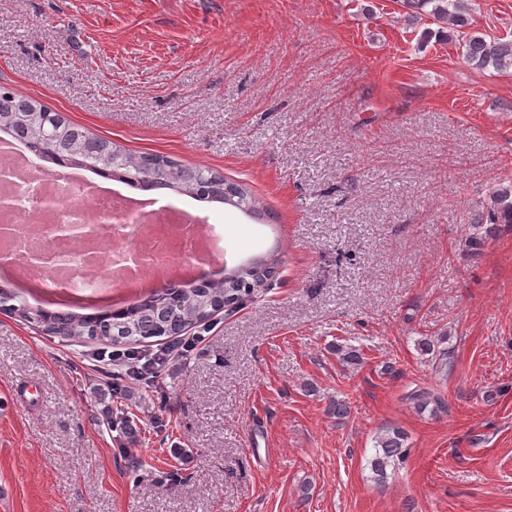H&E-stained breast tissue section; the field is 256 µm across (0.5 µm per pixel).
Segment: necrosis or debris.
Segmentation results:
<instances>
[{"instance_id":"4bbe7bcc","label":"necrosis or debris","mask_w":512,"mask_h":512,"mask_svg":"<svg viewBox=\"0 0 512 512\" xmlns=\"http://www.w3.org/2000/svg\"><path fill=\"white\" fill-rule=\"evenodd\" d=\"M9 168L12 180L0 182V197L8 196L10 208H0V225H21V233L33 248L52 255L48 268H29L26 280L46 281L55 289H73L76 281L91 280L105 284L113 279L112 262L103 261L104 252L114 251L113 243L92 248L88 245L67 242L58 238L55 227L84 221L87 224H116L123 205L121 191L104 186L88 191L82 182L74 187L80 196L92 199L91 206L64 204L61 200L58 172L46 169L23 150L0 154V168ZM167 215L181 225L180 234H173L169 227L147 220L146 210H139L135 242L152 257L149 268L151 277L165 278L195 268L193 238L198 233L201 220L191 211L170 207Z\"/></svg>"}]
</instances>
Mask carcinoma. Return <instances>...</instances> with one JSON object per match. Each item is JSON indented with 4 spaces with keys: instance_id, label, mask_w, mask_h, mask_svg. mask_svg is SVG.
I'll return each mask as SVG.
<instances>
[{
    "instance_id": "1",
    "label": "carcinoma",
    "mask_w": 512,
    "mask_h": 512,
    "mask_svg": "<svg viewBox=\"0 0 512 512\" xmlns=\"http://www.w3.org/2000/svg\"><path fill=\"white\" fill-rule=\"evenodd\" d=\"M406 9L448 26V35L462 41L465 61L476 69L492 67L498 71L512 68V40L489 37L471 29V18L464 0H403ZM0 133L19 141L37 159L59 167L79 166L100 177L118 180L133 189H168L175 194L206 203L236 208L259 224L267 223L271 213L260 198L244 185L224 179L209 169L185 165L152 152H136L111 140L91 134L84 126L37 98L20 95L0 85ZM490 202L471 211L470 224L491 235L499 224H512V184L501 183L489 196ZM275 266L272 255L253 257L237 268L232 278L201 279L189 288H173L155 293L125 309H104L93 314L58 313L26 303L12 315L31 324L46 336L84 342L97 340L112 345H136L147 339L176 337L207 324L226 306L239 304L255 290L272 287V278L256 273ZM448 336L425 338L420 351L443 364L448 359L444 344ZM336 356L347 365L362 364L360 351L352 346H336ZM419 410L435 412L445 408L439 395L425 388L407 394ZM407 435L399 428L383 430L375 440V455L369 460L374 478L387 476V468L404 463Z\"/></svg>"
}]
</instances>
